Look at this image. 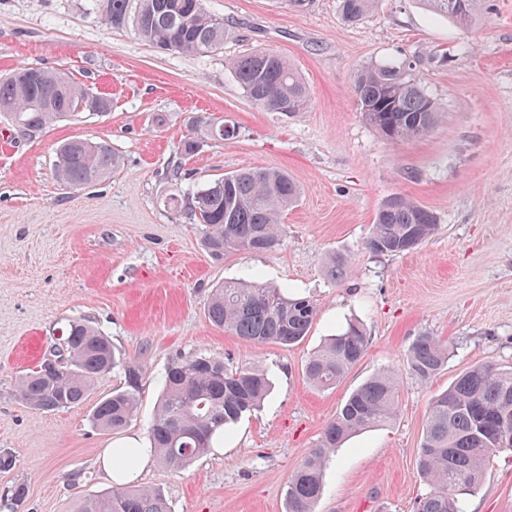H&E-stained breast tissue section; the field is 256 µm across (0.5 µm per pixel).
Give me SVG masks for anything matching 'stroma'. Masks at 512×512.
<instances>
[{
  "label": "stroma",
  "mask_w": 512,
  "mask_h": 512,
  "mask_svg": "<svg viewBox=\"0 0 512 512\" xmlns=\"http://www.w3.org/2000/svg\"><path fill=\"white\" fill-rule=\"evenodd\" d=\"M232 36L195 55L159 50L132 28L101 19L100 0H0V78L20 66L67 73L112 100L103 116L18 129L0 114V496L25 484L21 512H68L113 484L97 460L117 435L90 415L123 383L99 379L80 405L42 412L16 395L18 377L83 320L140 363V409L127 427L147 438L162 379L198 353L227 368L268 370L273 387L258 411L228 429L219 449L176 469L154 462L134 485L160 488L172 512H285L287 481L315 448L349 393L382 370L400 381L399 412L352 436L324 472L315 512H414L426 487L418 468L431 402L463 371L512 366V0H487L469 27L422 0H380L356 24L338 0H206ZM272 50L308 85L304 112L253 104L228 57ZM407 63L439 117L416 138L384 139L359 111L362 68ZM201 112L238 128L236 139L178 146ZM79 137L104 141L120 169L78 190L54 175L56 150ZM246 169L287 172L299 200L284 214L282 244L217 260L179 189ZM395 195L428 207L437 232L403 254L366 247L380 205ZM346 263L332 279V257ZM273 283L310 297L318 315L293 346L252 343L207 318L227 280ZM357 318L369 336L361 361L329 390L305 375L310 354ZM447 344L446 368L429 383L405 370L415 338ZM463 512H512V453L491 457Z\"/></svg>",
  "instance_id": "1"
}]
</instances>
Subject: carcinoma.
Listing matches in <instances>:
<instances>
[{
	"label": "carcinoma",
	"mask_w": 512,
	"mask_h": 512,
	"mask_svg": "<svg viewBox=\"0 0 512 512\" xmlns=\"http://www.w3.org/2000/svg\"><path fill=\"white\" fill-rule=\"evenodd\" d=\"M434 12L461 26L477 20L485 0H423ZM379 0H340L344 22L354 24L378 6ZM102 19L114 29L132 26L155 48L179 54H202L224 46L229 32L212 15L205 0H103ZM236 82L258 105L290 115L302 112L310 91L298 72L278 53L254 51L228 62ZM357 106L387 140L403 141L427 132L438 109L421 79L405 66L378 65L354 79ZM103 114L111 100L78 85L62 72L19 67L0 80V112L29 132L89 113ZM194 129L222 143L237 137L235 126L221 124L207 113L195 117ZM120 156L106 142L75 138L60 145L55 175L70 189L81 188L116 171ZM299 188L280 170H245L211 180L188 194L190 209L202 227L204 246L217 259L238 250L271 251L282 238L283 212L298 200ZM437 230L436 216L415 201L395 195L376 213L368 248L377 254L414 249ZM317 314L315 303L286 288L245 281H226L207 305L209 322L254 342L291 346L309 333ZM66 359L51 370L39 364L17 383L18 398L42 411L82 403L95 381L113 370L123 384L96 406L94 428L117 433L136 417L141 391V366L116 356L108 337L82 321L62 332ZM368 344L356 320L328 339L306 361L309 382L325 389L336 386L363 358ZM449 351L436 337L421 335L406 354L407 372L422 383L434 379L448 364ZM271 388L263 370H229L224 361L199 354L173 363L148 440L154 458L181 467L208 454L224 432L243 415L257 409ZM399 407V381L381 372L350 394L323 430L317 448L290 475L287 512H314L323 492V475L338 449L352 435L394 419ZM512 450V367L480 365L457 376L434 398L420 443L418 466L428 490L415 500V512H460L458 496L477 489L494 453ZM27 494L15 486L0 500V512H19ZM71 512H170L161 491L135 485L78 502Z\"/></svg>",
	"instance_id": "carcinoma-1"
}]
</instances>
